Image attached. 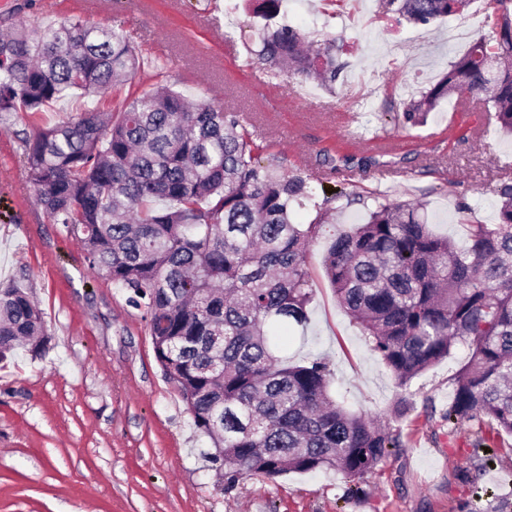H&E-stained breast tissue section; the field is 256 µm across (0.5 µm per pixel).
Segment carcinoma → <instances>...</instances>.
Wrapping results in <instances>:
<instances>
[{"label":"carcinoma","instance_id":"cac0c4a2","mask_svg":"<svg viewBox=\"0 0 512 512\" xmlns=\"http://www.w3.org/2000/svg\"><path fill=\"white\" fill-rule=\"evenodd\" d=\"M384 12L427 25L474 0H381ZM496 21L435 85L400 103L416 127L454 94L475 99L512 135V0H487ZM281 0L254 11L258 49L275 76L333 89L345 63L336 40L315 48L278 21ZM145 64L130 37L71 19L33 34L0 33V126L40 112L71 91L101 97ZM28 175L49 220L83 245L89 268L144 311L156 359L187 405L224 489L263 475L337 471L352 482L403 448L398 434L354 414L328 393L330 370L291 361L280 327L306 330L313 297L306 258L332 213L311 176L279 174L238 115L191 103L169 85L123 111L95 109L22 138ZM497 222L468 225L467 243L431 233L419 202H379L364 223L334 237L325 270L338 304L361 325L397 383L449 357L470 355L443 414L477 421L488 441L512 439V181L502 182ZM311 207L315 217L295 224ZM30 292L0 285V362L44 342Z\"/></svg>","mask_w":512,"mask_h":512}]
</instances>
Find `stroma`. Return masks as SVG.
Returning a JSON list of instances; mask_svg holds the SVG:
<instances>
[{
	"label": "stroma",
	"instance_id": "stroma-1",
	"mask_svg": "<svg viewBox=\"0 0 512 512\" xmlns=\"http://www.w3.org/2000/svg\"><path fill=\"white\" fill-rule=\"evenodd\" d=\"M289 25L314 41L335 39L346 64L335 92L297 77L273 76L249 47L244 0H0V27L36 30L64 19L120 28L145 64L118 93L65 96L36 114L11 116L0 131V283L29 288L43 312V352L18 350L0 369V512H483L512 503V448L481 466L470 445L477 423L443 413L466 346L398 387L362 328L339 307L325 275L327 236L362 223L366 208L349 191L390 202L425 201L431 230L467 242V221L492 224L496 186L512 172V136L493 113L468 106L456 126L443 100L422 127L395 125L390 102L436 83L458 54L491 27L484 0L462 17L390 25L379 0H282ZM167 83L191 101L250 112L257 144L279 169L314 178L332 197L336 220L307 254L314 283L307 330H290L295 362L319 358L330 394L346 409L381 420L404 446L366 475L360 494L337 472L252 475L225 490L202 456L200 436L176 386L156 359L143 310L88 268L82 246L51 223L36 200L20 132L36 133L84 108L118 112ZM398 142L395 167L330 172L323 153L344 142L370 152V136ZM467 211H460V204ZM409 398L395 414L399 398Z\"/></svg>",
	"mask_w": 512,
	"mask_h": 512
}]
</instances>
